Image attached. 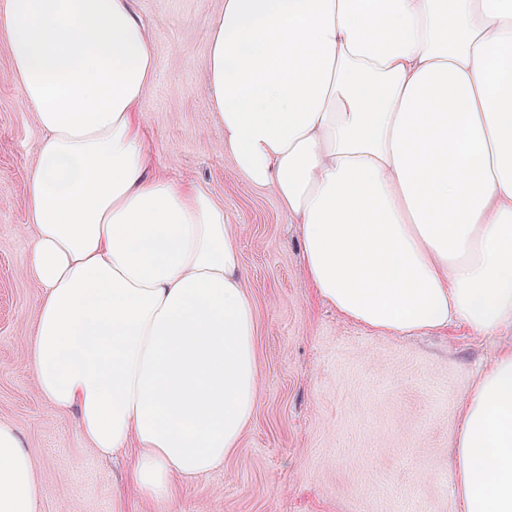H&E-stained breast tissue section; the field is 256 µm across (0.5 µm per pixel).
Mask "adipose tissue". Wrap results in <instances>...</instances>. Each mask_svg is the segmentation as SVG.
Instances as JSON below:
<instances>
[{
  "label": "adipose tissue",
  "instance_id": "1",
  "mask_svg": "<svg viewBox=\"0 0 512 512\" xmlns=\"http://www.w3.org/2000/svg\"><path fill=\"white\" fill-rule=\"evenodd\" d=\"M43 132L21 354L43 400L163 501L224 462L257 393L255 311L224 208L159 172L139 123L154 71L131 0H0ZM224 150L273 187L304 270L345 318L411 335L512 327V0H224L207 50ZM464 512H512V349L460 411ZM0 512H38L0 422Z\"/></svg>",
  "mask_w": 512,
  "mask_h": 512
}]
</instances>
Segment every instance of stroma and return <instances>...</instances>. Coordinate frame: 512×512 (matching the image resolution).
<instances>
[{
    "label": "stroma",
    "instance_id": "1",
    "mask_svg": "<svg viewBox=\"0 0 512 512\" xmlns=\"http://www.w3.org/2000/svg\"><path fill=\"white\" fill-rule=\"evenodd\" d=\"M155 69L140 120L157 169L209 191L236 233L256 314L252 421L222 467L150 502L125 487L127 459L102 460L74 416L39 396L19 346L39 288L24 263L25 200L42 131L0 41V421L30 453L39 512H462L447 477L459 412L512 328L463 324L376 334L323 301L272 188L250 185L224 151L207 46L224 0H132Z\"/></svg>",
    "mask_w": 512,
    "mask_h": 512
}]
</instances>
